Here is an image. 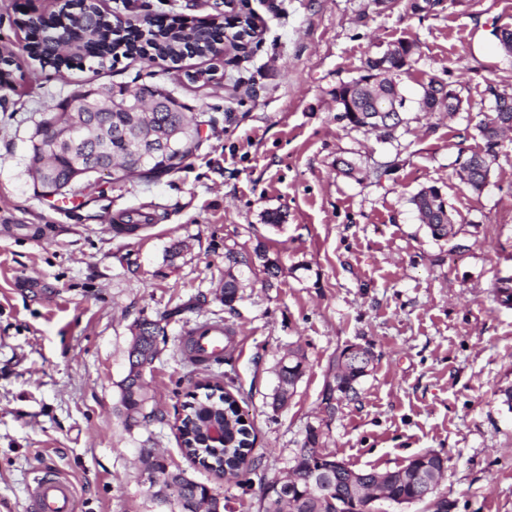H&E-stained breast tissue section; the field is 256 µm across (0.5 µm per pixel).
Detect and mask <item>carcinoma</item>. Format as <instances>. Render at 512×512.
Masks as SVG:
<instances>
[{
    "mask_svg": "<svg viewBox=\"0 0 512 512\" xmlns=\"http://www.w3.org/2000/svg\"><path fill=\"white\" fill-rule=\"evenodd\" d=\"M82 23L87 30L99 33L96 41H89L79 54L64 55L58 52L51 37H44L32 45L31 52L42 67L49 66L59 72L62 68H71V64L81 67L85 62L104 66L106 60L115 53L136 60L149 57L175 63L186 56L217 57L224 51L222 42L227 41L236 51L247 52L251 43L254 19L243 16L238 29L225 37L224 23L216 20L199 22L192 26L193 36L178 35L173 27L157 26V31L146 29V36L140 37L132 32L134 24L127 23L121 28L112 25L107 16L96 17L87 12ZM415 45L400 42L393 45L390 52H380L370 59L367 73L336 87V103L341 110L340 119L347 121L351 129L376 131L384 140L393 138L395 129L402 123L401 112L405 111V97L400 90L401 76L411 67ZM101 100L104 106L85 113L86 125L83 136L72 144H56L47 138L45 131L62 113L79 98L89 94ZM494 97V107L490 115L478 125L485 140L486 149L474 153L462 163L466 183L480 191L486 185L490 162L500 135L512 131V94L499 93L490 89ZM142 99L149 102L143 111L145 126L153 131V141L146 144L145 158L141 159L131 152L134 140L135 124L128 112L114 111L105 106L112 98H103L89 89L57 105V111L39 123L31 137V170L35 187L50 188L56 196H66L74 192L75 187L87 179L92 171H105L109 166L124 167L131 172L140 171L144 178L155 179L179 171L200 146L199 127L203 123L213 124L214 118L200 113L189 116L170 93L157 87L143 86L136 91ZM448 99V108L456 109L461 99L443 82L435 79L422 85L419 107L431 111L442 101ZM397 103L400 111L393 114L378 115L377 107L385 103ZM183 126L188 129V137L181 145L179 160L171 162L174 152L167 150L164 135L168 130ZM419 220L426 224L435 239H445L453 234L454 218L445 205L440 189L430 186L421 189L411 199ZM260 267L266 275L264 284L271 287L273 280L279 277V260L268 256L265 246L257 244L252 251L228 248L224 252V284L220 301L224 307L234 310V304L241 299L239 290L242 281L236 274L240 268L250 271ZM166 336V329L159 321L144 319L135 324L132 331L127 375L121 381V405L127 417H151L145 413L150 401L145 388L143 371L158 358L160 339ZM374 360L371 346L363 347L362 358L356 367L339 378L336 389L324 387L320 406L329 417L337 416L343 403L358 396L359 386L368 375ZM305 355L301 348L288 351L280 362L278 370L279 385L272 396L271 406L278 410L285 407L293 394L294 386L304 373ZM234 379L227 381H207V392L196 405L186 409L183 426L190 427L194 435H199L197 425H188L190 418L198 419L201 413L210 408L224 410V447L202 448L200 452H187L191 459L198 460L202 467L206 461L217 464L210 471L217 476L226 472L251 470L256 468V459L252 457L255 443L254 431L241 422L243 415L237 405L230 387ZM325 443V435L312 425L306 429L301 446L294 451L293 465L285 479L272 480L265 485L266 491L258 499L256 512H336L333 501L350 497L346 478L336 469H328L326 462L315 458L320 445ZM142 458L147 465L149 480L159 482L156 496L163 502H169L177 512H226L227 503L219 500L203 483L197 482L185 472L170 471L158 459L154 452L145 449ZM447 459L434 451H426L411 458L406 465L395 470L379 473L366 472V485H377L385 496L393 502L418 500L422 494V477L419 471H435L442 477Z\"/></svg>",
    "mask_w": 512,
    "mask_h": 512,
    "instance_id": "1",
    "label": "carcinoma"
}]
</instances>
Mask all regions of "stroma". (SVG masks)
Segmentation results:
<instances>
[{
  "label": "stroma",
  "instance_id": "obj_1",
  "mask_svg": "<svg viewBox=\"0 0 512 512\" xmlns=\"http://www.w3.org/2000/svg\"><path fill=\"white\" fill-rule=\"evenodd\" d=\"M413 2L235 0L259 28L247 53L60 74L34 61L0 89V512H29L50 471L73 485L75 512H171L145 448L228 498V512H255L263 483L288 472L306 426L324 420L331 361L350 344L371 345L375 359L358 397L327 422V450L378 471L440 452L450 512H512V410L501 396L512 386V306L492 294L512 276V134L482 191L459 175L460 157L485 149L476 126L490 88L512 92V57L493 36L512 29V0ZM99 6L138 25L224 12V0ZM399 41L416 46L402 77L408 123L385 143L340 120L334 91ZM208 69L212 82L190 80ZM432 77L452 83L460 112L419 109ZM145 85L216 119L185 167L152 182L98 174L67 198H40L27 163L50 106ZM342 158L353 176L339 171ZM427 186L446 199L454 238H432L417 219L410 199ZM270 211L280 225L265 223ZM136 212L149 224L113 232ZM176 241L185 248L172 260ZM259 243L283 272L270 288L250 275L227 311L216 295L224 252ZM144 318L166 322L167 336L144 373L153 415L133 420L118 384ZM219 319L234 332L235 397L257 437L256 469L229 481L188 458L172 430L201 377L181 338ZM295 347L305 372L272 410L278 365Z\"/></svg>",
  "mask_w": 512,
  "mask_h": 512
}]
</instances>
